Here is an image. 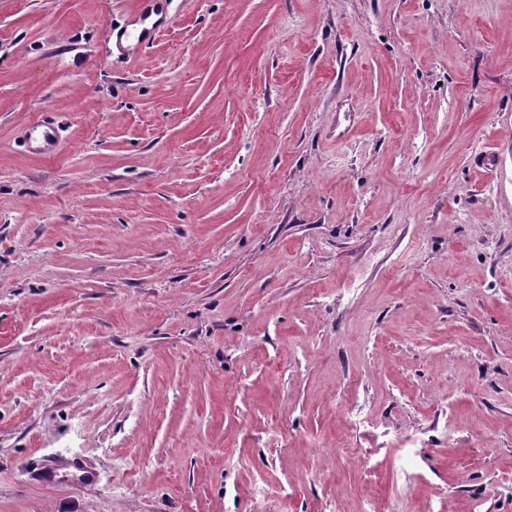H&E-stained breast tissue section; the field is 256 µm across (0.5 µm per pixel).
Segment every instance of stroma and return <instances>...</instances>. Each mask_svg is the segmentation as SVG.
<instances>
[{
    "mask_svg": "<svg viewBox=\"0 0 512 512\" xmlns=\"http://www.w3.org/2000/svg\"><path fill=\"white\" fill-rule=\"evenodd\" d=\"M131 5L0 0V512H512V0ZM164 0H136L133 3L131 13L129 15V24L122 32L110 31L108 37L112 39L119 50L138 52L153 44L156 32L160 28L154 24L151 27L146 26V22L152 15H157ZM153 16V20L160 16ZM132 27V29H128ZM135 34V36H133ZM33 130L38 133V137L43 143L41 150L51 155L57 141V128L50 113H44L36 122Z\"/></svg>",
    "mask_w": 512,
    "mask_h": 512,
    "instance_id": "35a3bbf8",
    "label": "stroma"
}]
</instances>
